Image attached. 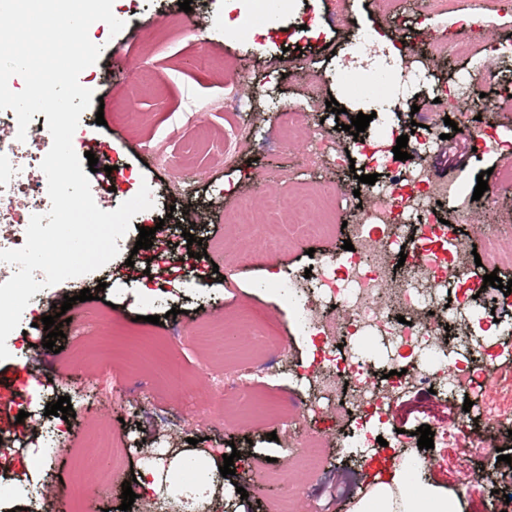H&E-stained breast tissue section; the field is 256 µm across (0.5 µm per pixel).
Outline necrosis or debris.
<instances>
[{
	"label": "necrosis or debris",
	"instance_id": "obj_1",
	"mask_svg": "<svg viewBox=\"0 0 512 512\" xmlns=\"http://www.w3.org/2000/svg\"><path fill=\"white\" fill-rule=\"evenodd\" d=\"M14 111H0V249L22 244L30 218L50 208L47 184L40 175L49 131L29 128L17 138ZM366 164H379L391 177L385 190L373 193L372 204L352 225V250L316 256L311 273H289L281 290L302 335L317 340L318 359L309 384L312 405L336 408L338 431H345L350 412L386 419L402 389L414 385L445 388L451 394L472 392L483 359L512 350L492 334H477L459 311L469 305L484 312L512 304L503 290L485 288L470 298L463 284L474 272L469 251L447 249L448 227L434 211L437 199L453 190L433 183L421 157L394 164L375 141L361 143ZM331 192H304L288 201L269 196L264 218L241 210L237 222L266 252L278 253L299 239L329 232L315 221V210H328ZM418 214L408 223L407 214ZM405 254L400 271L396 255ZM329 294L341 308L339 317L313 307L312 296ZM249 331L263 354L285 356L286 345L274 327L250 308H240L230 324L208 331L215 344L225 336ZM385 349L389 378L377 374L374 352Z\"/></svg>",
	"mask_w": 512,
	"mask_h": 512
}]
</instances>
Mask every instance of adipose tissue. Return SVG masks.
<instances>
[{
	"instance_id": "1",
	"label": "adipose tissue",
	"mask_w": 512,
	"mask_h": 512,
	"mask_svg": "<svg viewBox=\"0 0 512 512\" xmlns=\"http://www.w3.org/2000/svg\"><path fill=\"white\" fill-rule=\"evenodd\" d=\"M409 475L394 473L359 499L353 512H449L447 497L431 490H407Z\"/></svg>"
}]
</instances>
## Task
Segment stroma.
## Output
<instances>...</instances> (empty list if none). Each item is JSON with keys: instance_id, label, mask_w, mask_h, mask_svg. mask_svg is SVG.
<instances>
[{"instance_id": "obj_1", "label": "stroma", "mask_w": 512, "mask_h": 512, "mask_svg": "<svg viewBox=\"0 0 512 512\" xmlns=\"http://www.w3.org/2000/svg\"><path fill=\"white\" fill-rule=\"evenodd\" d=\"M456 3V12L433 14L428 0H394L389 11L379 0H345L341 7L349 21L343 24L336 18V0H295L288 18L258 34L247 26L224 27L225 17L248 15L249 0H193L186 14L178 0H115L113 13L124 21V29L114 35L106 25L90 27L89 37L102 51L94 67L79 76L94 98L80 118L81 141L75 150L92 152L113 167L109 174H90L93 198L99 202L108 195L117 206L149 185L162 192L161 205L137 214L126 239L137 241L148 222L166 221L168 229L155 237L151 249L134 255L121 251L97 271L31 297L40 318L51 315L65 297L77 299L86 288L100 290L98 299H77L66 312L71 319L96 318L94 328L85 336L61 339V351L48 362H37L29 350L46 338L43 327L26 320L7 339L10 356L0 361V453L10 467L0 474V512H45L48 503L75 494L83 512H119L122 484L134 474L145 476L153 487L146 490L133 482L131 512H150L159 497L176 507L182 495L217 484L223 492L208 498L207 512H271L275 502L288 496L279 473L287 471L294 450L314 431L325 435L327 446L320 467L298 476L309 512H353L367 471L384 480L391 477L395 466L383 449L337 440L330 412L300 416L309 385L293 368L312 365L315 348L297 332L279 283L268 274L304 270L311 252L340 249L359 212L353 191L366 171L363 161L333 160L323 151L330 142L352 148L354 138L345 125L376 106L373 87L335 77L344 60L357 71L377 64L364 53L347 54L353 30L390 38L401 34L416 40V52L426 54L431 46L418 29L428 26L447 34L459 16L479 13L485 41L499 48L498 75L478 83L467 101V115L480 117L481 127L512 140V98L502 94L504 83L512 80V0H490L480 10L474 0ZM309 12L315 13L318 30L300 32L297 22ZM149 28L163 30V37L144 40ZM202 52L215 60L206 73L191 64ZM485 62L480 47L465 56L435 55L431 82L421 85L409 77L391 84L389 108L371 119L366 135L390 150L411 123L432 126L423 153L431 180L457 185L472 196L480 172L512 169V153L473 152L469 141L445 125L446 112L436 106L432 86L479 73ZM130 92L135 107L127 111L121 101ZM332 98L343 114L327 108ZM296 110L309 112L308 125L280 138L279 126ZM100 115L105 118L101 125L95 122ZM233 118L249 136L226 164L212 146ZM259 173L266 174L274 195L290 196L309 186L342 190L343 198L329 210L330 232L277 254L254 251L235 237L232 216L256 199L254 177ZM110 184L116 187L111 194L105 191ZM490 231L512 242V186L492 199L473 200L467 222L456 228L457 241L477 249ZM189 233L201 238L203 248L223 239L246 257L233 275L216 278L213 267L223 264L221 255H213L206 267L183 264ZM243 306L266 316L285 339L288 355L265 359L247 424L227 426L212 416L224 401L215 389L224 373L209 366L211 354L196 342L195 332L203 323L233 317ZM151 315L162 316L163 324L148 323ZM174 360L181 370L171 378L165 368ZM480 368L477 391L484 406L512 413V362L490 358ZM61 396L69 397L74 417L46 414L47 403ZM269 400L284 402L287 417H269L264 411ZM462 407V400L416 386L394 404L390 422L410 433L426 424L443 425ZM21 412L26 418L20 423L16 417ZM104 433L128 441L134 451L124 457L112 485L95 486L87 465L101 460ZM164 435L171 453L157 461L139 454V447H156ZM234 451L241 454L234 462L236 472L222 476L224 457ZM424 455V463L413 470L417 483L446 493L456 512H482L487 495L473 491L471 480L480 471H495L496 456L469 449L464 439L435 441Z\"/></svg>"}]
</instances>
